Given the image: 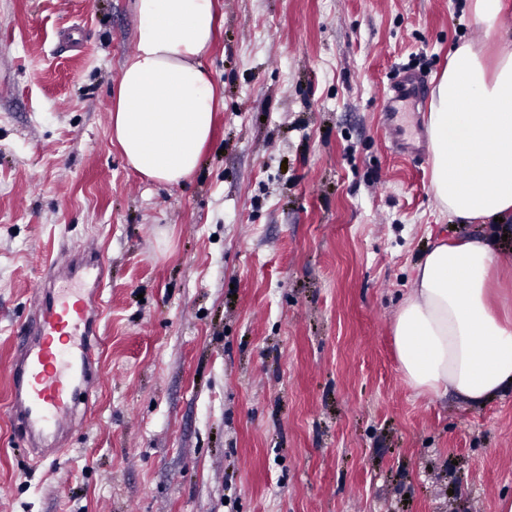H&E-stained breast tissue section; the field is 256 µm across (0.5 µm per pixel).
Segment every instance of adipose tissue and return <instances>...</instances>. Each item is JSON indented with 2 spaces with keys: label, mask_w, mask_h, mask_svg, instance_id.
Returning <instances> with one entry per match:
<instances>
[{
  "label": "adipose tissue",
  "mask_w": 512,
  "mask_h": 512,
  "mask_svg": "<svg viewBox=\"0 0 512 512\" xmlns=\"http://www.w3.org/2000/svg\"><path fill=\"white\" fill-rule=\"evenodd\" d=\"M136 51L112 103V140L132 168L170 185L197 170L216 93L203 60L216 36L213 0H136ZM432 181L461 224L484 232L438 241L416 267L393 338L406 383L473 406L512 391V322L488 301L503 236L512 237V51L487 68L458 46L432 96Z\"/></svg>",
  "instance_id": "obj_1"
}]
</instances>
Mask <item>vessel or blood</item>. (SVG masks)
<instances>
[{
    "label": "vessel or blood",
    "mask_w": 512,
    "mask_h": 512,
    "mask_svg": "<svg viewBox=\"0 0 512 512\" xmlns=\"http://www.w3.org/2000/svg\"><path fill=\"white\" fill-rule=\"evenodd\" d=\"M106 262L101 250L86 245L79 255H61L49 267L11 368L12 413L23 424L27 445L48 442L67 429L77 397L94 390Z\"/></svg>",
    "instance_id": "obj_1"
}]
</instances>
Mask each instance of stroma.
I'll list each match as a JSON object with an SVG mask.
<instances>
[{
    "label": "stroma",
    "mask_w": 512,
    "mask_h": 512,
    "mask_svg": "<svg viewBox=\"0 0 512 512\" xmlns=\"http://www.w3.org/2000/svg\"><path fill=\"white\" fill-rule=\"evenodd\" d=\"M213 3L214 132L169 185L112 142L135 0H0V512H499L512 393L419 394L391 330L427 248L467 232L427 146L449 50L480 37L467 0ZM89 241L102 376L61 468L10 368L44 263Z\"/></svg>",
    "instance_id": "35a3bbf8"
}]
</instances>
